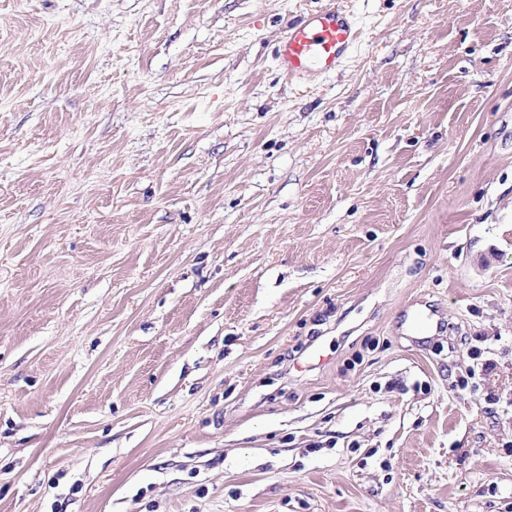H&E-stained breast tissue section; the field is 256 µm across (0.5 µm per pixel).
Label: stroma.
I'll list each match as a JSON object with an SVG mask.
<instances>
[{"label": "stroma", "instance_id": "stroma-1", "mask_svg": "<svg viewBox=\"0 0 512 512\" xmlns=\"http://www.w3.org/2000/svg\"><path fill=\"white\" fill-rule=\"evenodd\" d=\"M340 2L0 0V512H512V0ZM357 38V30L334 0L316 13L292 23L278 47V56L289 77L312 70L330 73Z\"/></svg>", "mask_w": 512, "mask_h": 512}]
</instances>
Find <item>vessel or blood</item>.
Here are the masks:
<instances>
[{
    "mask_svg": "<svg viewBox=\"0 0 512 512\" xmlns=\"http://www.w3.org/2000/svg\"><path fill=\"white\" fill-rule=\"evenodd\" d=\"M357 38V30L337 0L292 23L278 47L284 72L300 77L315 70L329 73Z\"/></svg>",
    "mask_w": 512,
    "mask_h": 512,
    "instance_id": "vessel-or-blood-1",
    "label": "vessel or blood"
}]
</instances>
